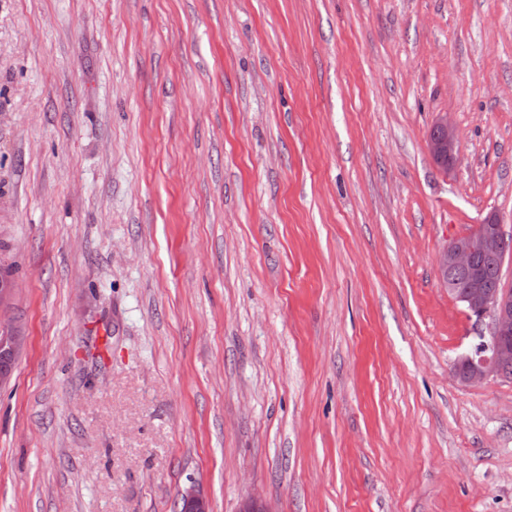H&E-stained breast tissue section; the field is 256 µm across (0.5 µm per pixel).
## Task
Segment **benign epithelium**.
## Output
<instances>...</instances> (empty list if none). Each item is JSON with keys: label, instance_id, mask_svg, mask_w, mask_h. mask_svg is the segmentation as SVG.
<instances>
[{"label": "benign epithelium", "instance_id": "7a95c632", "mask_svg": "<svg viewBox=\"0 0 512 512\" xmlns=\"http://www.w3.org/2000/svg\"><path fill=\"white\" fill-rule=\"evenodd\" d=\"M434 134L429 138V151L433 160L446 168L457 157L458 136L448 114L441 115L433 125ZM491 228L455 238L439 255L438 270L443 285H448L451 275L472 268L480 256H493L501 261L512 257L503 225L489 220ZM18 288L15 277L0 271V304L5 303ZM463 306L476 321L486 325V332L478 336V343L466 355L467 367L458 379L466 384L480 383L490 377H501L504 368L512 364V288L504 287L488 291L472 287L462 298ZM8 336L0 343V385L11 376V363L20 356L26 346L24 326L17 320L6 325ZM185 512H208L203 494L194 487L182 494Z\"/></svg>", "mask_w": 512, "mask_h": 512}]
</instances>
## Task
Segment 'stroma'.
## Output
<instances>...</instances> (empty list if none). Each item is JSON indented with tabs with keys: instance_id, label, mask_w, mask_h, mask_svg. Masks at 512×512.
Here are the masks:
<instances>
[{
	"instance_id": "1",
	"label": "stroma",
	"mask_w": 512,
	"mask_h": 512,
	"mask_svg": "<svg viewBox=\"0 0 512 512\" xmlns=\"http://www.w3.org/2000/svg\"><path fill=\"white\" fill-rule=\"evenodd\" d=\"M491 215L512 0H0V512H512L437 265ZM432 129L434 134L429 138V151L433 160L442 168H448L457 157L458 136L448 115H441ZM8 336L0 343V385L7 383L11 376L10 365L18 358L26 346L27 336L24 326L17 320L8 321L6 326ZM3 327V328H4Z\"/></svg>"
}]
</instances>
